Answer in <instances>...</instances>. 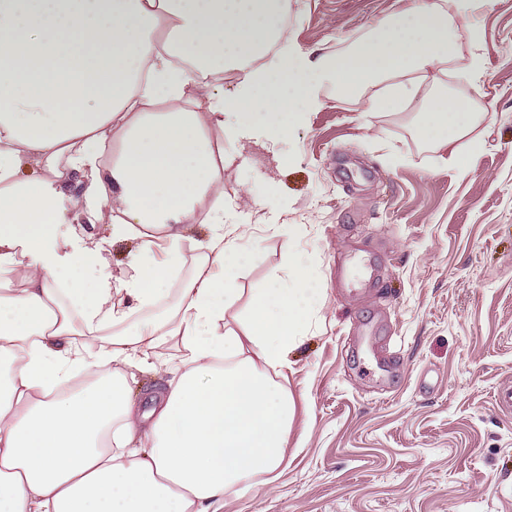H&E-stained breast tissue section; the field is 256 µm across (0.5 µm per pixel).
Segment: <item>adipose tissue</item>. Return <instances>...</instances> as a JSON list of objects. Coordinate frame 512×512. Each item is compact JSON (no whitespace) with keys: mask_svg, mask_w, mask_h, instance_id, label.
Masks as SVG:
<instances>
[{"mask_svg":"<svg viewBox=\"0 0 512 512\" xmlns=\"http://www.w3.org/2000/svg\"><path fill=\"white\" fill-rule=\"evenodd\" d=\"M476 2L412 0L335 58L296 49L288 0H0V512H219L281 474L287 355L325 293L289 253L225 328L251 254L224 141L287 139L331 84L372 112L424 98L421 137L478 153L477 113L420 94ZM82 223L104 236L64 230ZM113 240L131 245L119 276ZM169 337L177 355L152 358ZM144 372L164 383L138 403Z\"/></svg>","mask_w":512,"mask_h":512,"instance_id":"ef3b65f1","label":"adipose tissue"}]
</instances>
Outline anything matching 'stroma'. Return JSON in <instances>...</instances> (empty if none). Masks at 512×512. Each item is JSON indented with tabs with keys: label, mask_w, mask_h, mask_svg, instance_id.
<instances>
[{
	"label": "stroma",
	"mask_w": 512,
	"mask_h": 512,
	"mask_svg": "<svg viewBox=\"0 0 512 512\" xmlns=\"http://www.w3.org/2000/svg\"><path fill=\"white\" fill-rule=\"evenodd\" d=\"M407 2L289 0L288 13L301 51L336 56ZM454 24L448 94L482 111L466 167L421 138L417 112L331 90L288 140L224 143V201L247 216L253 254L226 323L240 328L248 289L286 275L292 251L326 301L289 354L285 471L221 512H512V412L496 403L512 384V0ZM272 222L301 231L288 241Z\"/></svg>",
	"instance_id": "35a3bbf8"
}]
</instances>
